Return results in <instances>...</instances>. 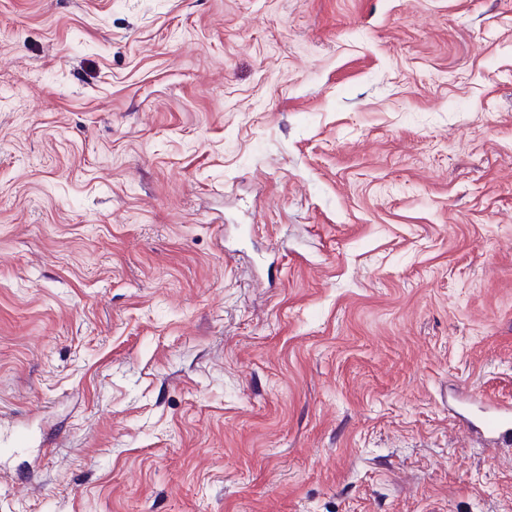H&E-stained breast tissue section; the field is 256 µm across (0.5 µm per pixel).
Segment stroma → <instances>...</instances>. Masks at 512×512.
<instances>
[{
    "label": "stroma",
    "mask_w": 512,
    "mask_h": 512,
    "mask_svg": "<svg viewBox=\"0 0 512 512\" xmlns=\"http://www.w3.org/2000/svg\"><path fill=\"white\" fill-rule=\"evenodd\" d=\"M512 0H0V512H512ZM469 402L478 407L472 418L465 416L464 430L471 443L478 447L512 446V404L510 402H487L482 396L469 392Z\"/></svg>",
    "instance_id": "obj_1"
}]
</instances>
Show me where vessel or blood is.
I'll list each match as a JSON object with an SVG mask.
<instances>
[{
	"label": "vessel or blood",
	"instance_id": "1",
	"mask_svg": "<svg viewBox=\"0 0 512 512\" xmlns=\"http://www.w3.org/2000/svg\"><path fill=\"white\" fill-rule=\"evenodd\" d=\"M467 398L478 408L475 416L464 420L465 434L471 443L478 447H511L512 404L489 402L472 392L468 393Z\"/></svg>",
	"mask_w": 512,
	"mask_h": 512
}]
</instances>
